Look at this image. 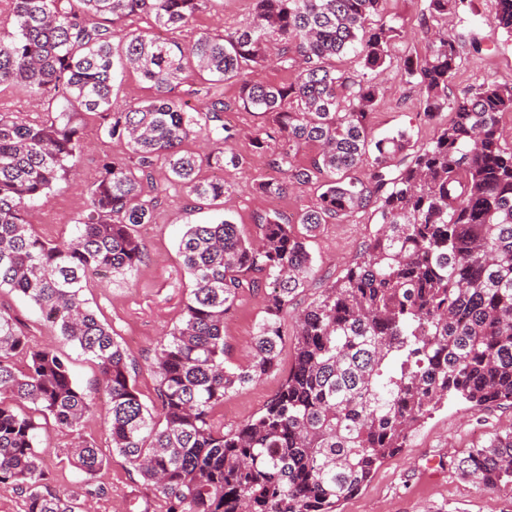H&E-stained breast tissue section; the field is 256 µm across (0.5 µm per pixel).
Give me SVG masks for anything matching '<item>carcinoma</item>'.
Returning a JSON list of instances; mask_svg holds the SVG:
<instances>
[{"mask_svg":"<svg viewBox=\"0 0 512 512\" xmlns=\"http://www.w3.org/2000/svg\"><path fill=\"white\" fill-rule=\"evenodd\" d=\"M211 0H11L0 16V87L20 85L37 119L0 118V289L8 288L75 343L96 366L82 388L65 356L31 343L0 304V484L25 512H78L77 495L52 486L38 452V419L74 436L68 460L85 494L110 463L135 471L166 512H336L385 459L407 447L418 424L448 402L474 411L512 406V143L500 119L512 85H454L463 36H437L421 59L400 60L419 106L435 124L414 147L400 129L370 136L401 31L385 0H255L251 20L220 35L196 29ZM471 0H425L424 21L467 12ZM149 15L186 40L135 25ZM492 25L512 37V0H495ZM353 51L360 70L336 66ZM274 60L298 65L271 85L251 77ZM132 70L154 95L120 104L115 73ZM188 69L203 76V107L175 95ZM236 87L231 101L224 84ZM272 114L250 139L280 177L254 190L283 197L295 184L319 194L290 216L255 215L258 238L223 218L190 224L179 255L193 288L155 363L157 410L141 400L136 364L82 299L90 276L132 275L147 250L138 227L155 219L153 171L164 165L187 198L224 200L231 186L202 166L236 169L224 144L238 130L231 108ZM92 113L129 160L103 164L88 189V214L69 240L42 238L25 218L34 201L78 163V118ZM204 136L205 158L183 149ZM317 153L296 163L304 147ZM368 177L354 175L361 166ZM378 216L344 275L297 319L292 362L260 414L228 430L216 409L280 365L283 314L315 277L306 238L355 211ZM264 292L248 365L225 358L224 320L247 293ZM100 414L105 452L82 437ZM488 490L512 488V430L457 459Z\"/></svg>","mask_w":512,"mask_h":512,"instance_id":"carcinoma-1","label":"carcinoma"}]
</instances>
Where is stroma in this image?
Wrapping results in <instances>:
<instances>
[{
	"label": "stroma",
	"instance_id": "1",
	"mask_svg": "<svg viewBox=\"0 0 512 512\" xmlns=\"http://www.w3.org/2000/svg\"><path fill=\"white\" fill-rule=\"evenodd\" d=\"M494 0H473V9L465 14L451 13L435 22L442 33L459 32L478 39L482 53L464 51L455 78L456 87L473 81L512 84V38L489 23ZM389 17L395 18L402 34L394 49L396 57L384 74L385 93L371 119V134L380 138L397 130H409L418 143L427 142L434 126L419 114V93L405 81L398 64L407 55L423 56L427 33L421 24V0H387ZM252 0H213L209 9L198 15L196 26L204 32L223 33L225 28L246 23L252 14ZM262 114L235 111L231 121L239 131L232 148L244 157L243 164L226 170L224 179L233 193L216 206L195 209L179 186L173 185L164 168H156L154 181L161 189V201L154 223L141 227L148 258L131 276L104 275L91 280L83 296L99 319L112 326L122 346L128 347L139 364L135 384L141 399L156 408L157 379L150 369L154 351L179 323L192 286L178 252V242L189 224H203L227 216L240 224L248 236H256V213L271 209L292 215L304 208L316 195L315 185L292 188L285 197L270 199L256 193L255 183L268 179L270 170L264 159L252 152L250 138L267 123ZM100 120L85 116L80 141V164L75 174L59 183L47 197L36 201L26 219L46 240L71 238L78 219L85 214L88 187L104 161L125 159L129 151L123 141L108 137L99 129ZM376 216L359 211L340 224L323 225L308 247L313 257L317 280L300 291L282 319L284 343L278 371L225 399L224 426L232 428L257 415L279 390L291 362L296 316L320 293L321 283L340 276L355 258L360 245L373 230ZM0 303L9 306L32 343L51 344L70 362V369L81 387L94 385L97 370L80 349L65 341L25 301L0 290ZM264 316L261 298H243L224 324V339L229 360L243 366L250 359L257 323ZM512 429V408L471 412L460 403L445 404L421 423L407 448L386 459L361 490L340 502L337 512H512V489L490 491L463 477L455 464L463 451L485 441L498 431ZM42 464L60 493L70 494L82 486L80 473L63 457L70 433L47 425L40 433ZM106 493L93 500V512H165L160 499L152 497L142 479L118 463L106 467L97 477Z\"/></svg>",
	"mask_w": 512,
	"mask_h": 512
}]
</instances>
